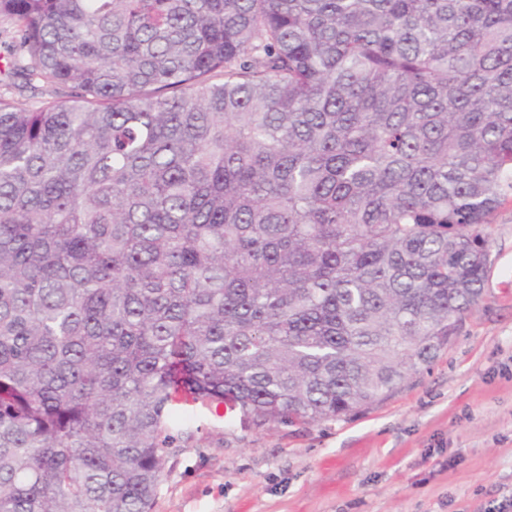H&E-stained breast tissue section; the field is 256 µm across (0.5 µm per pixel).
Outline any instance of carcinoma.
Here are the masks:
<instances>
[{
    "label": "carcinoma",
    "instance_id": "obj_1",
    "mask_svg": "<svg viewBox=\"0 0 512 512\" xmlns=\"http://www.w3.org/2000/svg\"><path fill=\"white\" fill-rule=\"evenodd\" d=\"M0 512H150L177 403L338 420L512 201V0H0ZM17 25L14 19L0 15V97L13 102L18 108L32 109L44 103L60 101L65 99L64 91L60 86L54 84H38L39 90L35 93L30 91L20 92L11 86L14 80L3 74L5 62L17 60L15 51V35Z\"/></svg>",
    "mask_w": 512,
    "mask_h": 512
}]
</instances>
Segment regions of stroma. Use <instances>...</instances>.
Segmentation results:
<instances>
[{"label": "stroma", "instance_id": "stroma-1", "mask_svg": "<svg viewBox=\"0 0 512 512\" xmlns=\"http://www.w3.org/2000/svg\"><path fill=\"white\" fill-rule=\"evenodd\" d=\"M14 19L0 15V97L32 109L60 86L21 91ZM482 300L438 357L347 419L242 421L187 403L193 436L171 449L151 512H483L512 499V202L485 228Z\"/></svg>", "mask_w": 512, "mask_h": 512}]
</instances>
